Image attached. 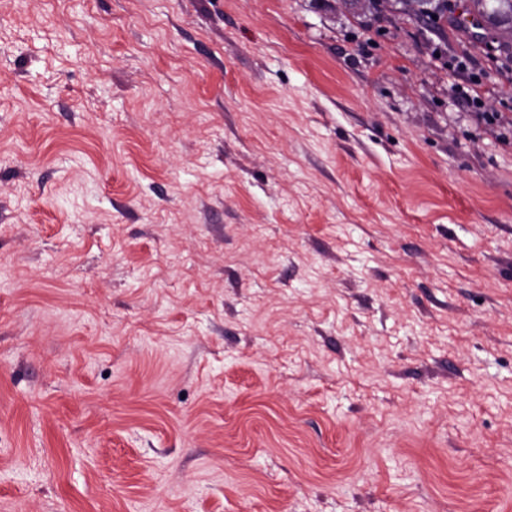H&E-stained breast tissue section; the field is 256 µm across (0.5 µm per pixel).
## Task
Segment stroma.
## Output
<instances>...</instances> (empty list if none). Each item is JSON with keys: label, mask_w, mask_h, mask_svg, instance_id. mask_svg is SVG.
<instances>
[{"label": "stroma", "mask_w": 512, "mask_h": 512, "mask_svg": "<svg viewBox=\"0 0 512 512\" xmlns=\"http://www.w3.org/2000/svg\"><path fill=\"white\" fill-rule=\"evenodd\" d=\"M382 0H0V512H512V74ZM450 60L452 61L448 64L450 68L468 74L463 84L454 85L456 93L478 109L483 103L484 93L480 73H475L473 70V57L460 52L451 54Z\"/></svg>", "instance_id": "35a3bbf8"}]
</instances>
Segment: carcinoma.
I'll return each instance as SVG.
<instances>
[{
    "mask_svg": "<svg viewBox=\"0 0 512 512\" xmlns=\"http://www.w3.org/2000/svg\"><path fill=\"white\" fill-rule=\"evenodd\" d=\"M403 11L416 17L448 14L458 20L457 11L469 17V24L481 30L472 36L469 29L459 33L485 51L506 53L512 59V0H396Z\"/></svg>",
    "mask_w": 512,
    "mask_h": 512,
    "instance_id": "obj_1",
    "label": "carcinoma"
}]
</instances>
